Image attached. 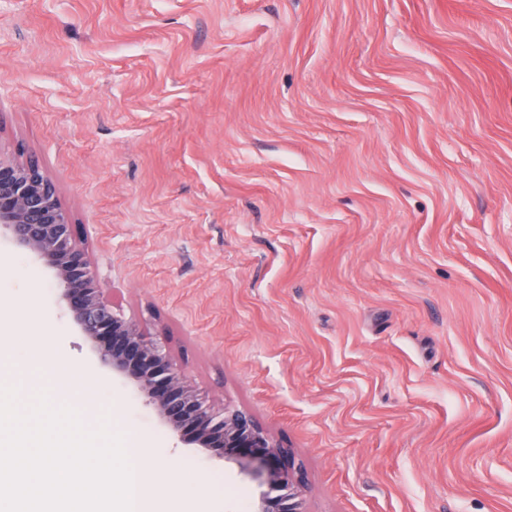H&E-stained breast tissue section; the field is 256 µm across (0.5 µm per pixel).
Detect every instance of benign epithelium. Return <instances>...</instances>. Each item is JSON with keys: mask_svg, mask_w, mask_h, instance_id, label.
<instances>
[{"mask_svg": "<svg viewBox=\"0 0 512 512\" xmlns=\"http://www.w3.org/2000/svg\"><path fill=\"white\" fill-rule=\"evenodd\" d=\"M55 272L61 297L101 362L132 382L178 439L225 458L244 460L265 476L268 491L255 512H305L304 482L288 449L246 411H215L165 346L145 337L139 323L115 312L102 296L85 250L55 185L34 162L0 150V228Z\"/></svg>", "mask_w": 512, "mask_h": 512, "instance_id": "obj_1", "label": "benign epithelium"}]
</instances>
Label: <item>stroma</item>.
<instances>
[{
  "instance_id": "35a3bbf8",
  "label": "stroma",
  "mask_w": 512,
  "mask_h": 512,
  "mask_svg": "<svg viewBox=\"0 0 512 512\" xmlns=\"http://www.w3.org/2000/svg\"><path fill=\"white\" fill-rule=\"evenodd\" d=\"M0 149L104 298L291 449L306 512H512V0H0ZM46 342L152 436L162 495L254 512L0 230V384Z\"/></svg>"
}]
</instances>
